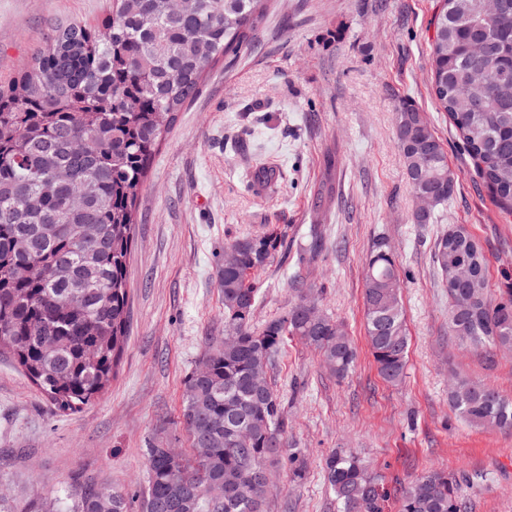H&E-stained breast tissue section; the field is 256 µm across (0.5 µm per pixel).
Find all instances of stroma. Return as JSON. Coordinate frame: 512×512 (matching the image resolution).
Returning <instances> with one entry per match:
<instances>
[{
  "mask_svg": "<svg viewBox=\"0 0 512 512\" xmlns=\"http://www.w3.org/2000/svg\"><path fill=\"white\" fill-rule=\"evenodd\" d=\"M110 0H0V81L40 51L51 24H96ZM442 0H270L246 47L219 64L178 112L135 209L127 276V342L110 386L63 411L0 356V494L16 512L44 497L103 484L142 494L146 448L162 436L188 451L179 416L184 380L224 337L217 272L224 246L276 231L284 247L258 272L255 323L311 293L339 320L357 357L345 378L318 351L288 339L267 379L284 408V439L307 462L294 482L272 468L267 512H339L324 470L332 452L360 457L390 493L432 470L454 473L465 512H512V430L463 422L453 376L512 398V351L473 349L448 329L436 240L459 225L487 260L492 293L512 288V211L491 196L432 86L430 52ZM423 112L448 155L457 193L417 224V199L396 138L402 100ZM337 164L327 170V154ZM276 170L272 189L252 187ZM334 182L327 208L320 185ZM390 248L409 333L405 376L379 375L364 330L366 261Z\"/></svg>",
  "mask_w": 512,
  "mask_h": 512,
  "instance_id": "obj_1",
  "label": "stroma"
}]
</instances>
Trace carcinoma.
<instances>
[{"label": "carcinoma", "instance_id": "obj_1", "mask_svg": "<svg viewBox=\"0 0 512 512\" xmlns=\"http://www.w3.org/2000/svg\"><path fill=\"white\" fill-rule=\"evenodd\" d=\"M267 0H112L97 26L62 20L43 49L0 86V353L61 410H79L112 381L127 340V268L135 203L175 113L204 75L248 42ZM431 71L436 98L458 131L479 176L512 209V0H444L435 20ZM398 145L414 194L433 199L418 224L457 190L443 146L418 108L404 101L396 118ZM82 189L77 210L70 194ZM236 266L224 269L225 338L208 346V370L184 381L180 413L191 448L205 462L150 445L143 512H266L262 471L285 462L295 482L306 463L283 442L282 401L271 387L255 392L290 336L318 350L342 378L355 350L342 324L299 299L260 327L253 324L255 273L282 247L278 233L228 244ZM434 258L443 283L455 266L480 270L479 300L463 309L456 295L449 328L474 347L512 348V290H488L484 256L443 236ZM398 269L383 245L365 273L367 340L381 375L399 382L407 351ZM84 296L80 309L68 298ZM452 409L480 428L512 429V399L456 377ZM341 512H384L386 491L351 453L326 460ZM224 482V499L205 495ZM39 512H129L126 494L103 485L77 491L61 506L45 499ZM399 512H464L455 476L431 471L400 496Z\"/></svg>", "mask_w": 512, "mask_h": 512}]
</instances>
